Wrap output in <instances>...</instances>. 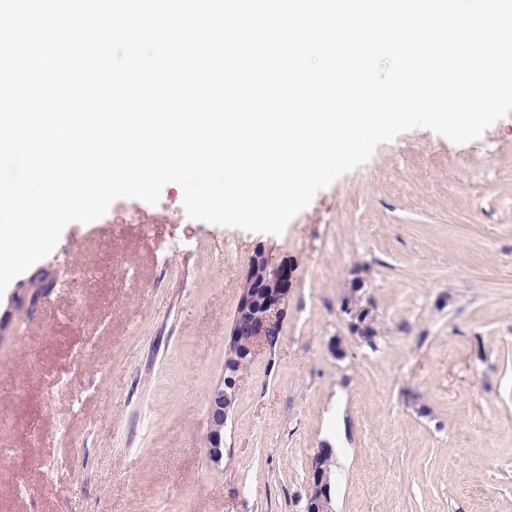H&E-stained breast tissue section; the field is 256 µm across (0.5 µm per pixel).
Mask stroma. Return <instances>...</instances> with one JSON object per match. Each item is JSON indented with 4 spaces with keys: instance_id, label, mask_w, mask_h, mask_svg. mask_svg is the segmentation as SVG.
Segmentation results:
<instances>
[{
    "instance_id": "35a3bbf8",
    "label": "stroma",
    "mask_w": 512,
    "mask_h": 512,
    "mask_svg": "<svg viewBox=\"0 0 512 512\" xmlns=\"http://www.w3.org/2000/svg\"><path fill=\"white\" fill-rule=\"evenodd\" d=\"M259 247L294 279L217 465L209 395ZM0 375V512H305L324 448L334 512H512V114L401 133L279 235L191 219L173 183L116 199L0 294Z\"/></svg>"
}]
</instances>
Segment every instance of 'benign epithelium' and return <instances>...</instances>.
Listing matches in <instances>:
<instances>
[{"label": "benign epithelium", "instance_id": "1", "mask_svg": "<svg viewBox=\"0 0 512 512\" xmlns=\"http://www.w3.org/2000/svg\"><path fill=\"white\" fill-rule=\"evenodd\" d=\"M250 266L263 268V278L258 280L251 274L247 275L230 333L228 351L231 355L224 359V380L209 397L208 454L215 463L224 458V427L236 402L241 373L253 360L258 348H271L278 342L282 305L291 285V269L285 264L271 263L262 249L252 256ZM344 309L355 315L360 334L365 338L371 337L368 312L357 309L350 300L345 301ZM242 336L249 337L245 345L240 341ZM329 456V450L324 448L312 460L307 512H334Z\"/></svg>", "mask_w": 512, "mask_h": 512}]
</instances>
